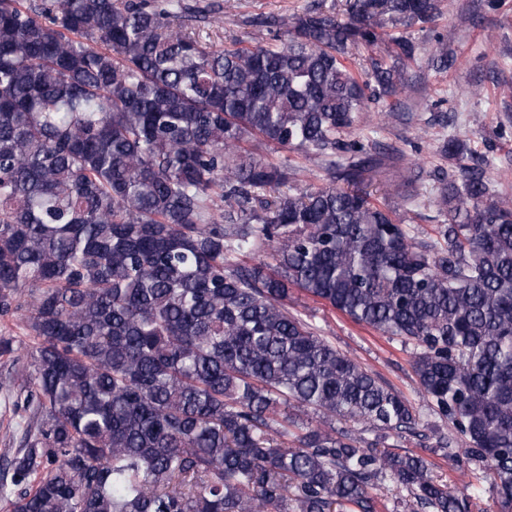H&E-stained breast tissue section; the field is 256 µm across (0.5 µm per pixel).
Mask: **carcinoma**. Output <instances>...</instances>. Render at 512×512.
Segmentation results:
<instances>
[{"label":"carcinoma","mask_w":512,"mask_h":512,"mask_svg":"<svg viewBox=\"0 0 512 512\" xmlns=\"http://www.w3.org/2000/svg\"><path fill=\"white\" fill-rule=\"evenodd\" d=\"M224 4L0 0V317L31 347L26 440L0 485L7 512H422L472 497L388 440L421 415L288 310L296 289L412 343L431 414L512 512V200L467 144L421 240L399 207L352 185L392 152L345 140L407 86L401 29L439 0H346L260 15L278 43L218 49L189 21ZM368 51L371 80L346 64ZM433 63H455L437 40ZM303 153L326 186L283 190ZM343 181L349 187H338ZM270 249L268 259L247 258ZM290 407L294 415L281 413ZM362 424L373 439L338 422ZM261 155L276 164H289L296 169L293 188L304 190L310 187H320L329 183L327 174L316 162L288 149L263 150Z\"/></svg>","instance_id":"1"}]
</instances>
